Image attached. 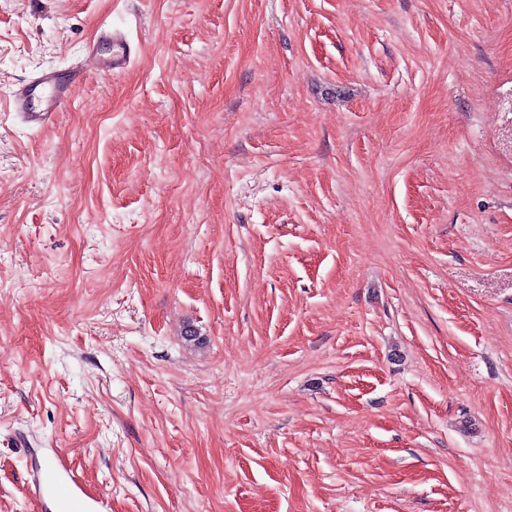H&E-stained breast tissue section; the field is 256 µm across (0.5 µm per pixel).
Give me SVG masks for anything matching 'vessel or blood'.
Here are the masks:
<instances>
[{
  "label": "vessel or blood",
  "instance_id": "b4317fda",
  "mask_svg": "<svg viewBox=\"0 0 512 512\" xmlns=\"http://www.w3.org/2000/svg\"><path fill=\"white\" fill-rule=\"evenodd\" d=\"M100 40L111 42L112 53L102 56L96 43L85 51L87 68H75L62 75L44 71L28 82L19 84L12 95V110L27 121L45 123L69 103L79 85L86 78L87 69L117 75L124 72L131 62V52L126 39L109 28L99 31ZM31 494L41 512H102L103 502L90 497L75 480L66 465L38 468L29 475Z\"/></svg>",
  "mask_w": 512,
  "mask_h": 512
}]
</instances>
